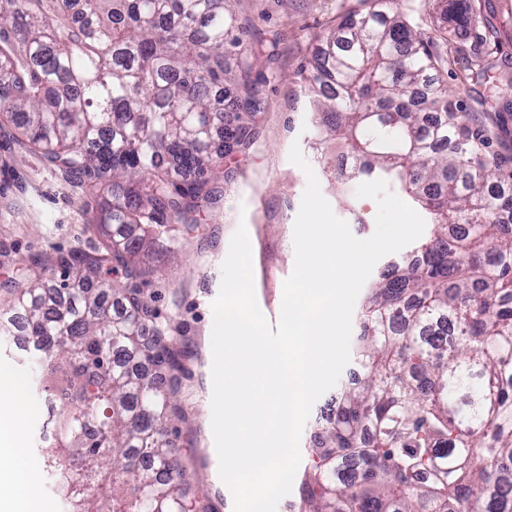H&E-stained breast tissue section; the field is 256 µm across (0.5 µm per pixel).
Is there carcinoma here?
<instances>
[{"label":"carcinoma","mask_w":512,"mask_h":512,"mask_svg":"<svg viewBox=\"0 0 512 512\" xmlns=\"http://www.w3.org/2000/svg\"><path fill=\"white\" fill-rule=\"evenodd\" d=\"M305 76L340 179L394 183L433 234L367 292L351 355L363 377L314 433L300 512H512V172L485 153L403 0H363ZM478 55L481 0H440ZM249 30L226 0H0V112L63 177L100 193L101 246L57 255L61 279L5 282L42 392L63 397L40 462L70 512H209L167 422L186 351L156 322L142 251L197 225L219 174L217 129L241 146L263 111ZM220 87L226 97L217 99ZM497 107L512 110V75Z\"/></svg>","instance_id":"cac0c4a2"}]
</instances>
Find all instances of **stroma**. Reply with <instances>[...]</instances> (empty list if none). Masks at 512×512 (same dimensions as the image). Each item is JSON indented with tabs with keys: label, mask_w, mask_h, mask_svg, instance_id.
Returning <instances> with one entry per match:
<instances>
[{
	"label": "stroma",
	"mask_w": 512,
	"mask_h": 512,
	"mask_svg": "<svg viewBox=\"0 0 512 512\" xmlns=\"http://www.w3.org/2000/svg\"><path fill=\"white\" fill-rule=\"evenodd\" d=\"M249 25V49L254 68L268 78L262 88L264 110L256 135L245 147L224 148L229 178L212 183L216 196L198 215V226L185 234L175 251L154 245L148 261L154 274L145 288L157 319L170 323L188 353L180 399L188 419L170 425L179 455L195 478L196 493L214 512H234L229 487L210 464L212 304L222 282V263L238 226H245L254 254L253 284L258 306L270 323H277L283 284L294 267L293 228L308 174H315L322 195L334 214L346 221L360 239L375 231L377 205L356 195L357 182L338 184L336 144L326 145V160L318 162L309 145L313 136L309 91L302 74L325 36L359 0H231ZM485 18L500 37L494 68L488 76L472 77L459 44L449 42L442 75L458 91L464 112L488 127H496L487 101L496 91L495 79L512 59V0H485ZM299 145L307 162L298 167L288 159ZM96 197L86 186L63 181L44 157L32 151L18 131L0 129V283L28 264L31 278L48 284L60 278L47 257L72 249L98 246L93 231ZM27 379L22 451L0 459L22 471L34 472L33 492L52 512H67L53 479L44 471L38 450L45 441V400L32 381L33 365L14 344L0 346V369Z\"/></svg>",
	"instance_id": "stroma-1"
}]
</instances>
